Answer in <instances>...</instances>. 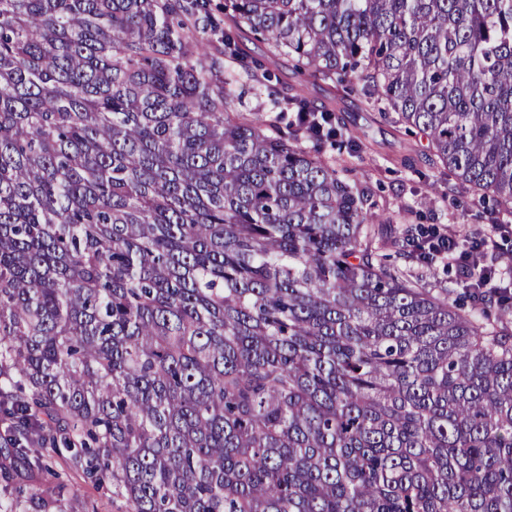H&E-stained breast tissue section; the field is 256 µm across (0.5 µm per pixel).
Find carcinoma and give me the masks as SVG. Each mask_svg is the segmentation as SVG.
<instances>
[{"label":"carcinoma","instance_id":"1","mask_svg":"<svg viewBox=\"0 0 512 512\" xmlns=\"http://www.w3.org/2000/svg\"><path fill=\"white\" fill-rule=\"evenodd\" d=\"M317 81L512 212V0H0L3 492L62 446L122 512H512V301L394 266L421 229L321 160ZM224 77L228 84L226 88L235 97L236 108L240 112H265L266 115L275 116L276 112H269L270 101L267 91L251 80L250 76L235 65L224 63Z\"/></svg>","mask_w":512,"mask_h":512}]
</instances>
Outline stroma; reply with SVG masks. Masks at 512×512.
I'll return each mask as SVG.
<instances>
[{"mask_svg":"<svg viewBox=\"0 0 512 512\" xmlns=\"http://www.w3.org/2000/svg\"><path fill=\"white\" fill-rule=\"evenodd\" d=\"M224 76L239 111H268L265 87L230 63L224 66ZM356 118L366 134V143H354L348 152L328 148L324 157L343 167L347 178L369 188L379 213L389 218L394 227L455 224L477 236L487 233L491 224L499 220V213L483 212L441 165L428 161L419 141L396 130L390 119L378 114L370 120L362 112ZM68 456L64 449L49 453L44 468L26 479L27 489L63 483L84 502L87 512H116L110 492L68 468Z\"/></svg>","mask_w":512,"mask_h":512,"instance_id":"stroma-1","label":"stroma"}]
</instances>
